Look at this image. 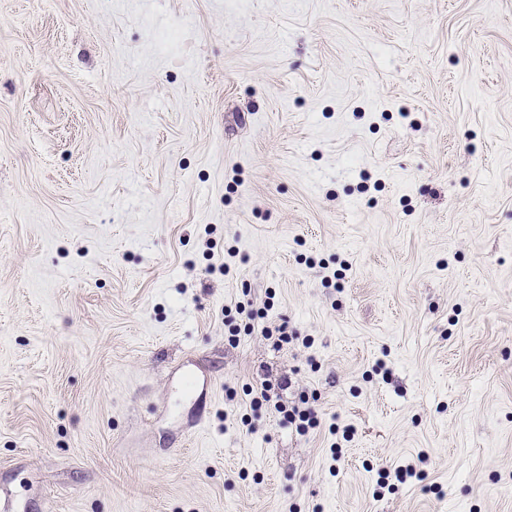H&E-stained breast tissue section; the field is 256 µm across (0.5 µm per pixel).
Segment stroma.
<instances>
[{
	"mask_svg": "<svg viewBox=\"0 0 512 512\" xmlns=\"http://www.w3.org/2000/svg\"><path fill=\"white\" fill-rule=\"evenodd\" d=\"M8 499L512 512V0H0Z\"/></svg>",
	"mask_w": 512,
	"mask_h": 512,
	"instance_id": "35a3bbf8",
	"label": "stroma"
}]
</instances>
